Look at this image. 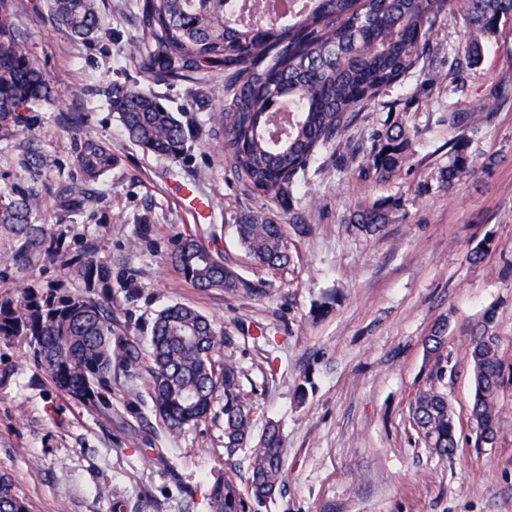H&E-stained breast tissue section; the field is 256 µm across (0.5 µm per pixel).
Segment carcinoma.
Listing matches in <instances>:
<instances>
[{
  "label": "carcinoma",
  "instance_id": "1",
  "mask_svg": "<svg viewBox=\"0 0 512 512\" xmlns=\"http://www.w3.org/2000/svg\"><path fill=\"white\" fill-rule=\"evenodd\" d=\"M49 10L75 37L103 30L98 0H49ZM449 10L467 22L472 39L465 58L476 65L483 53L478 36L512 18V0H147L142 16L146 36L129 46L127 57L157 82L189 72H224L229 102L211 115L224 133L218 152L250 196L285 211L293 189L342 137L350 114L429 55L435 22ZM55 99L27 33L15 22L14 0H0V141L18 136L21 113ZM111 106L135 145L172 160L182 158L189 129L163 109L152 88L126 87L115 93ZM492 112L486 105L473 112L448 107V130L456 135L448 139V164L436 172L441 187L449 190L475 170L467 133L478 132ZM408 148L402 130L375 136L359 173L380 179L397 175ZM80 164L86 179L96 181L111 169L112 153L88 139ZM93 205L91 196L61 201L67 212ZM397 207L386 199L362 203L350 211L349 222L358 232L375 236L394 222ZM42 211V196L33 188L0 192V228L20 240L0 261L29 265L49 259L81 281L84 291L73 292L62 282H32L17 296L1 298L0 340L24 341L53 382L86 405L107 404L103 390L112 370L145 371L156 411L171 432L205 419L217 389H224V456L225 465H232L250 439L253 410L236 362L215 359L219 340L213 321L176 303L157 315L148 354L136 341L113 344L112 267L93 243L73 254L61 240L48 237L35 223ZM235 233L256 265L275 270L289 264L288 235L278 213L245 212ZM170 260L196 288L258 293L193 234L177 237ZM493 320L491 315L484 319L468 350L474 387L470 415L481 428L478 447L497 443L499 396L512 384V375L504 373L499 338L491 330ZM446 331L445 323L435 324L425 340L430 354L440 355ZM411 411L426 447L452 455L458 441L448 399L430 387L419 391ZM283 447L278 426L268 423L249 449L247 488L224 477L211 489L212 512H246V500L259 505L281 492ZM0 512H27L6 473H0Z\"/></svg>",
  "mask_w": 512,
  "mask_h": 512
}]
</instances>
